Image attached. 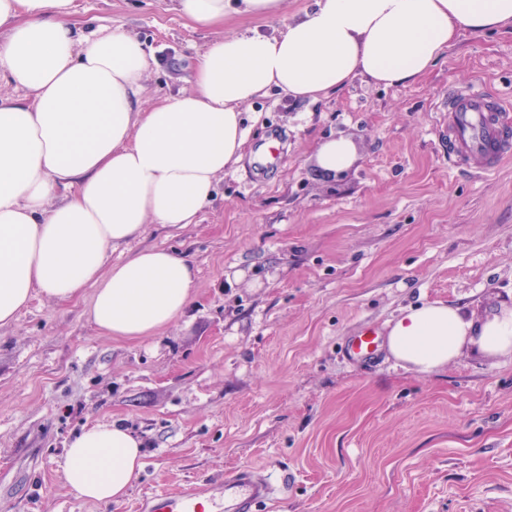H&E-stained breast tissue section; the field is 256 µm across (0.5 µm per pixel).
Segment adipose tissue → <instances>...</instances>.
Returning <instances> with one entry per match:
<instances>
[{"label": "adipose tissue", "instance_id": "obj_1", "mask_svg": "<svg viewBox=\"0 0 512 512\" xmlns=\"http://www.w3.org/2000/svg\"><path fill=\"white\" fill-rule=\"evenodd\" d=\"M282 0H174L194 27L228 13L273 18ZM74 0H0V328L35 295L67 302L90 293L101 335H156L191 302L197 268L152 247L117 263L110 248L151 224H191L210 204L246 141L240 108L277 87L315 100L365 77L415 83L463 32L512 27V0H316L278 35L245 31L210 41L192 90L143 106L154 56L115 25L76 37ZM512 352V308L477 322L460 307L406 310L390 353L421 372L464 343ZM142 442L116 423L84 427L58 466L65 484L96 503L120 502L143 468Z\"/></svg>", "mask_w": 512, "mask_h": 512}]
</instances>
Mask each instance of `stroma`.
I'll use <instances>...</instances> for the list:
<instances>
[{
  "mask_svg": "<svg viewBox=\"0 0 512 512\" xmlns=\"http://www.w3.org/2000/svg\"><path fill=\"white\" fill-rule=\"evenodd\" d=\"M278 18H224L201 30L172 0H75L77 34L135 32L155 63L143 105L191 90L196 56L217 35H273ZM479 89L512 106V30L460 35L422 79L354 82L316 102L270 89L242 107V159L220 177L197 223L146 233L111 252L186 253L192 304L157 335L98 333L89 296L34 297L0 328V512H137L153 492L230 471L285 475L267 512H512V356L465 345L421 373L388 348L352 360L366 326L388 332L411 306L461 307L472 319L512 306V159L483 173L455 166L450 92ZM344 137L356 158L329 174L320 142ZM277 165L260 170L268 145ZM117 422L143 441L126 497L95 504L66 487L70 437Z\"/></svg>",
  "mask_w": 512,
  "mask_h": 512,
  "instance_id": "obj_1",
  "label": "stroma"
}]
</instances>
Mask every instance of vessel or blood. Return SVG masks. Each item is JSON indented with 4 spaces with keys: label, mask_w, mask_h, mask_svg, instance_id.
I'll return each mask as SVG.
<instances>
[{
    "label": "vessel or blood",
    "mask_w": 512,
    "mask_h": 512,
    "mask_svg": "<svg viewBox=\"0 0 512 512\" xmlns=\"http://www.w3.org/2000/svg\"><path fill=\"white\" fill-rule=\"evenodd\" d=\"M449 135L457 147L456 165L473 156L494 170L512 153V109L496 96L480 91L455 93L448 98ZM381 346L376 329L369 328L350 337L344 345L347 357L367 360ZM277 491L272 475L238 469L224 476L223 482L201 488L192 486L175 492L152 494L141 506L142 512H265Z\"/></svg>",
    "instance_id": "b4317fda"
}]
</instances>
